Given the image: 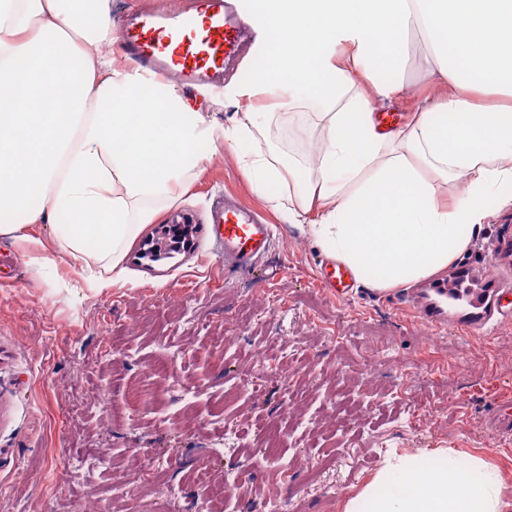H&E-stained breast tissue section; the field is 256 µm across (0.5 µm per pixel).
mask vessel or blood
Listing matches in <instances>:
<instances>
[{
    "label": "vessel or blood",
    "instance_id": "1",
    "mask_svg": "<svg viewBox=\"0 0 512 512\" xmlns=\"http://www.w3.org/2000/svg\"><path fill=\"white\" fill-rule=\"evenodd\" d=\"M120 37L140 66L159 75L174 74L191 85L214 82L224 65L240 52L246 38L244 21L232 0H197L193 8L163 13L150 8L124 19ZM214 242L231 266L248 269L263 257L274 229L237 200H225L210 217ZM446 286L418 301V314L434 326L446 323L440 303Z\"/></svg>",
    "mask_w": 512,
    "mask_h": 512
}]
</instances>
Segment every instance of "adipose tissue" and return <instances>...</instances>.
Returning <instances> with one entry per match:
<instances>
[{"instance_id": "obj_1", "label": "adipose tissue", "mask_w": 512, "mask_h": 512, "mask_svg": "<svg viewBox=\"0 0 512 512\" xmlns=\"http://www.w3.org/2000/svg\"><path fill=\"white\" fill-rule=\"evenodd\" d=\"M252 90L288 87L321 105L316 168L271 155L253 112L214 128L173 84L118 64L112 0H0V237L23 243L47 224L58 254L102 291L124 275V248L157 203L189 190L201 141L234 146L254 190L379 291L440 273L512 185V0H254ZM430 51L426 74L445 88L397 130L376 114L401 86L392 76L411 34ZM499 101L483 105L479 94ZM304 183L299 204L280 185ZM485 464L452 456L429 472L402 463L370 512H500Z\"/></svg>"}]
</instances>
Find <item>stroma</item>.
<instances>
[{"mask_svg": "<svg viewBox=\"0 0 512 512\" xmlns=\"http://www.w3.org/2000/svg\"><path fill=\"white\" fill-rule=\"evenodd\" d=\"M424 54L411 37L398 116L438 93ZM251 79L249 61L227 64L219 88L188 90L191 111L223 127L231 87ZM284 96L251 100L264 145L311 168L322 132L288 113L317 106L275 108ZM250 148L200 143L188 194L146 225L104 292L59 260L34 274L0 238L13 258L0 278V512H211L226 482V512H344L384 460L407 454L483 459L512 512V207L433 280L341 290L326 279L331 257L253 190L237 160ZM227 194L274 226L256 268L225 265L213 245L209 209ZM177 224L187 249L143 259ZM434 281L466 294L442 328L412 304Z\"/></svg>", "mask_w": 512, "mask_h": 512, "instance_id": "35a3bbf8", "label": "stroma"}]
</instances>
